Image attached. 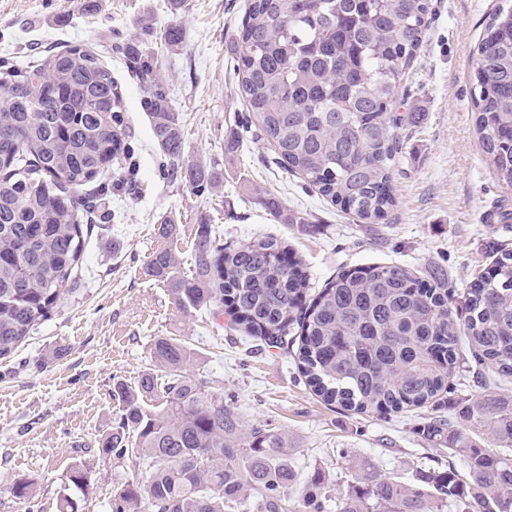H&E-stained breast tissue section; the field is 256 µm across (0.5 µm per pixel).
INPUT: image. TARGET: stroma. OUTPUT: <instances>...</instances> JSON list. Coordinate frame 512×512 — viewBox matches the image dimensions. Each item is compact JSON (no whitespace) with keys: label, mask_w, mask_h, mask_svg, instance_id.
Instances as JSON below:
<instances>
[{"label":"stroma","mask_w":512,"mask_h":512,"mask_svg":"<svg viewBox=\"0 0 512 512\" xmlns=\"http://www.w3.org/2000/svg\"><path fill=\"white\" fill-rule=\"evenodd\" d=\"M510 4L430 0L399 106L412 120L399 132L396 205L384 219L364 224L289 174L262 140L232 55L247 0H184L177 10L171 0H0L1 61L23 65L75 43L103 56L122 94L131 154L122 182L112 186V221L93 224L85 238L77 293L0 360V512H56L77 464L93 479L81 512H108L113 488L131 476L135 460L102 458L95 444L116 417L114 384L133 387L156 372L150 348L159 336L195 348L200 358L191 375L209 379L246 423L268 421L287 432L299 477L320 468L346 483L343 457L407 478L447 464V449L424 437L420 413L385 417L327 405L287 352L229 330L227 315L182 313L146 267L163 243L157 227L170 219L180 227L179 270L188 273L196 227L207 223L227 243L282 240L304 263L315 292L339 273L376 264L406 265L424 279L443 272L452 306L463 312L473 280L491 271L498 251L512 249V220L480 221L491 205L512 212V190L484 162L470 104L473 48L490 15ZM144 20L159 32L179 25L181 44L157 47L141 31ZM133 39L157 48L186 155L216 162L224 174L215 191L198 196L171 180L127 67L124 47ZM232 134L239 144L228 151ZM270 197L302 214L304 223H279L265 205ZM59 346L67 353L57 358L52 351ZM24 481L36 489L30 509L13 494Z\"/></svg>","instance_id":"1"}]
</instances>
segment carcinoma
<instances>
[{"mask_svg":"<svg viewBox=\"0 0 512 512\" xmlns=\"http://www.w3.org/2000/svg\"><path fill=\"white\" fill-rule=\"evenodd\" d=\"M429 0H248L234 42L242 97L281 164L367 224L395 206L392 180L403 145L394 111L426 30ZM154 140L172 179L196 194L221 183L216 163L185 155L158 54L127 46ZM471 104L485 162L512 190V7H498L473 52ZM122 97L99 55L81 44L0 71V358L75 292L82 219L112 216L105 189L81 187L123 153ZM24 134L17 145L13 134ZM274 237L228 245L201 223L194 266L178 272L165 246L147 270L178 308L237 316L250 337L285 349L300 328L295 363L312 392L355 414L398 413L445 403L463 327L476 359L512 378V250L496 275L468 289L457 323L445 277L425 283L399 265L342 272L310 303L299 262L284 263ZM151 356L164 376L136 388L117 382L115 427L97 440L103 457L132 456L136 470L112 490L109 512H512V395L465 398L455 415L423 427L462 469L411 479L358 467L341 486L321 469L291 495L298 473L288 438L248 426L210 381L186 368L195 349L160 336ZM58 512H80L90 471L75 465Z\"/></svg>","mask_w":512,"mask_h":512,"instance_id":"1","label":"carcinoma"}]
</instances>
